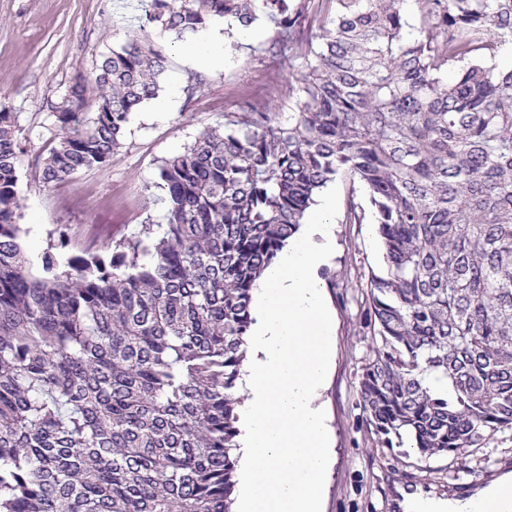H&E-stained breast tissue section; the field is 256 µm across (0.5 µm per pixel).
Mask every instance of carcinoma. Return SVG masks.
I'll list each match as a JSON object with an SVG mask.
<instances>
[{
    "label": "carcinoma",
    "instance_id": "cac0c4a2",
    "mask_svg": "<svg viewBox=\"0 0 512 512\" xmlns=\"http://www.w3.org/2000/svg\"><path fill=\"white\" fill-rule=\"evenodd\" d=\"M405 2L261 0L265 52L297 69L294 114L227 112L163 160L164 223L108 257L46 252L33 272L24 147L0 110V512H232L252 291L338 179L346 223L369 209L381 239L368 426L456 457V480L468 449L512 430V69L495 64L512 0H413L411 39ZM323 4L315 44L301 26ZM215 18L259 15L254 0H150L139 33L53 107L39 181L111 164L168 68L149 31Z\"/></svg>",
    "mask_w": 512,
    "mask_h": 512
}]
</instances>
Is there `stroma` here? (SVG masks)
<instances>
[{"label":"stroma","instance_id":"stroma-1","mask_svg":"<svg viewBox=\"0 0 512 512\" xmlns=\"http://www.w3.org/2000/svg\"><path fill=\"white\" fill-rule=\"evenodd\" d=\"M116 0H0V108L13 112L26 152L19 165L20 219L29 257L52 251L59 260L91 250L110 253L120 241L140 235L144 225L163 219L165 193L158 186L162 161L184 150L204 128H223L224 115L266 107L287 118L292 107L277 82L287 66L271 61L264 48L273 34L261 25L254 37L232 38L222 69L200 73L175 49L181 39L161 40L170 56L163 94H174L172 111L157 114L149 105L135 111L124 144L111 165L84 170L58 187L36 177L35 159L49 144L59 102L77 74L92 75L110 50L137 29L117 17ZM335 256L320 271L336 313L335 356L321 403L334 454L328 471L323 512H395V484H414L444 498L487 484L500 465L512 469V430L497 433L471 449L472 475L453 480V458L425 459L413 449L383 447L366 422L358 395L363 367L372 357L370 280L381 265L374 225L348 224L336 215ZM66 246H58L59 237Z\"/></svg>","mask_w":512,"mask_h":512}]
</instances>
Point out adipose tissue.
<instances>
[{"label": "adipose tissue", "mask_w": 512, "mask_h": 512, "mask_svg": "<svg viewBox=\"0 0 512 512\" xmlns=\"http://www.w3.org/2000/svg\"><path fill=\"white\" fill-rule=\"evenodd\" d=\"M226 21L216 20L179 49L180 57L192 67L213 70L223 66L226 54ZM512 488V471L499 474L489 484L462 499H445L423 491L397 487L395 505L400 512H473L474 504L498 498Z\"/></svg>", "instance_id": "ef3b65f1"}]
</instances>
